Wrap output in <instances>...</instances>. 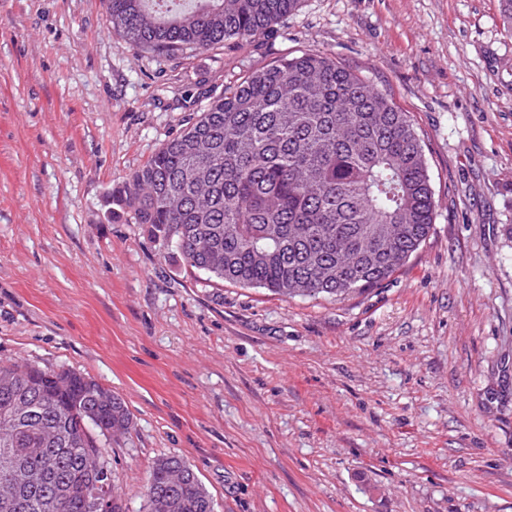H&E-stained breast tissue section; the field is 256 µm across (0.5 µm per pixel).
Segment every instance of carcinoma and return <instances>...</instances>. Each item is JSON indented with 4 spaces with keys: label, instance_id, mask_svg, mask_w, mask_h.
I'll return each instance as SVG.
<instances>
[{
    "label": "carcinoma",
    "instance_id": "1",
    "mask_svg": "<svg viewBox=\"0 0 512 512\" xmlns=\"http://www.w3.org/2000/svg\"><path fill=\"white\" fill-rule=\"evenodd\" d=\"M112 32L159 60L251 42L302 0H105ZM426 142L409 113L324 52L302 49L250 72L208 104L105 195L112 218L193 269L288 300H344L376 288L426 241L436 201ZM0 461L43 475L0 512H93L112 499L104 448L132 424L124 401L71 370L0 362ZM161 457L142 512H215L201 481L167 486Z\"/></svg>",
    "mask_w": 512,
    "mask_h": 512
}]
</instances>
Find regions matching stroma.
Returning <instances> with one entry per match:
<instances>
[{"mask_svg":"<svg viewBox=\"0 0 512 512\" xmlns=\"http://www.w3.org/2000/svg\"><path fill=\"white\" fill-rule=\"evenodd\" d=\"M410 113L437 203L378 288L205 279L103 197L210 92L303 49ZM0 360L70 369L133 419L126 512L182 457L216 512H512V33L500 0H303L255 41L157 60L103 0H0Z\"/></svg>","mask_w":512,"mask_h":512,"instance_id":"35a3bbf8","label":"stroma"}]
</instances>
